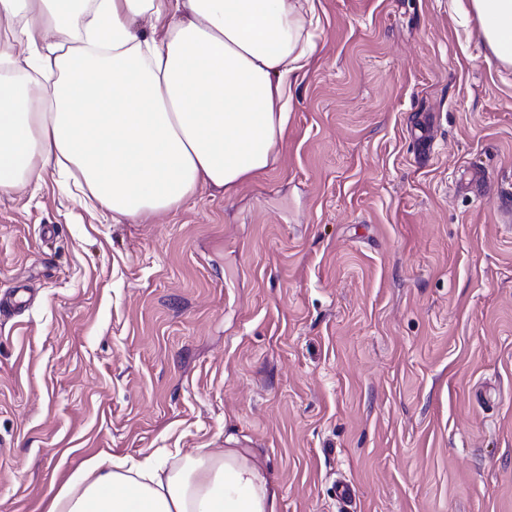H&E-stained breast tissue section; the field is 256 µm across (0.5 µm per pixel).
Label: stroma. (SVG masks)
I'll return each mask as SVG.
<instances>
[{
	"label": "stroma",
	"instance_id": "35a3bbf8",
	"mask_svg": "<svg viewBox=\"0 0 512 512\" xmlns=\"http://www.w3.org/2000/svg\"><path fill=\"white\" fill-rule=\"evenodd\" d=\"M276 163L141 222L0 196V512L249 448L279 512H512V67L460 0H319Z\"/></svg>",
	"mask_w": 512,
	"mask_h": 512
}]
</instances>
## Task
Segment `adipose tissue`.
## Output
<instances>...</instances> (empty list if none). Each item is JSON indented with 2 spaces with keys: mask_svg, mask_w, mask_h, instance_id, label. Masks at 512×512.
<instances>
[{
  "mask_svg": "<svg viewBox=\"0 0 512 512\" xmlns=\"http://www.w3.org/2000/svg\"><path fill=\"white\" fill-rule=\"evenodd\" d=\"M512 66V0H469ZM315 0H0V195L47 169L132 220L277 160ZM248 448L168 467L94 457L47 512H278Z\"/></svg>",
  "mask_w": 512,
  "mask_h": 512,
  "instance_id": "obj_1",
  "label": "adipose tissue"
}]
</instances>
